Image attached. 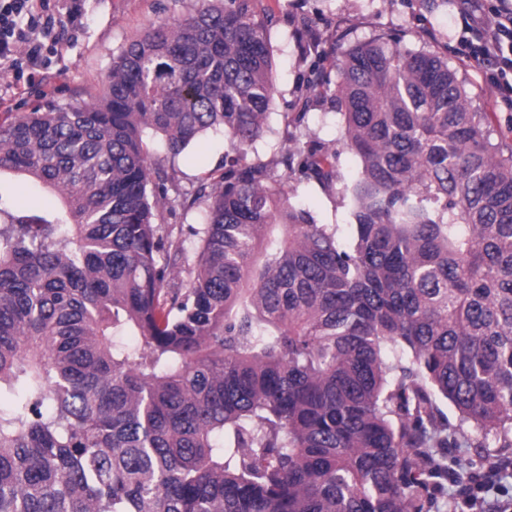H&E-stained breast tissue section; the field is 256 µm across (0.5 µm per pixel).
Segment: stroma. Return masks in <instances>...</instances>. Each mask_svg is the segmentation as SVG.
<instances>
[{"mask_svg": "<svg viewBox=\"0 0 512 512\" xmlns=\"http://www.w3.org/2000/svg\"><path fill=\"white\" fill-rule=\"evenodd\" d=\"M197 0H84L78 29L61 32L62 51L50 68L51 89L32 85L25 94H14L11 80L0 73V120L29 111L38 104L81 105L94 101L112 68V59L140 30L155 21L173 23L197 7ZM257 14L270 19V40L274 55V104L268 129L254 148L253 156L264 162L278 158L286 146L285 120L288 113L307 111L312 134L329 142L336 138L333 120L316 107L303 105V81L312 66L330 71L331 54L302 53L293 32L298 17H306L324 40L345 49L384 34H398L404 48L445 54L469 91L472 110H488L489 91L482 68L461 62L457 39L461 22L451 0L428 9L421 0H252ZM144 142L152 161L167 171L182 187L192 190L224 159L228 145L219 131L204 133L178 156L168 154L159 135L146 132ZM297 194L319 223L341 225L349 235L344 208L335 196L313 183H300Z\"/></svg>", "mask_w": 512, "mask_h": 512, "instance_id": "35a3bbf8", "label": "stroma"}]
</instances>
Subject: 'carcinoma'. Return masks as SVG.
Wrapping results in <instances>:
<instances>
[{"label":"carcinoma","mask_w":512,"mask_h":512,"mask_svg":"<svg viewBox=\"0 0 512 512\" xmlns=\"http://www.w3.org/2000/svg\"><path fill=\"white\" fill-rule=\"evenodd\" d=\"M305 91L337 140L295 112L294 146L252 159L268 24L204 0L131 38L96 101L0 122V512H438L465 428L512 449V144L432 51L358 43ZM209 129L232 155L192 192L144 149ZM4 175L58 205L13 207ZM178 206L204 212L191 265ZM298 198L314 213L320 224H347L344 208L336 206V195H327L315 183L297 185Z\"/></svg>","instance_id":"1"}]
</instances>
